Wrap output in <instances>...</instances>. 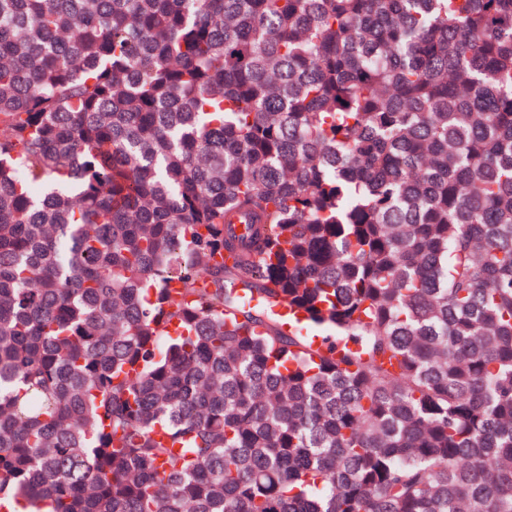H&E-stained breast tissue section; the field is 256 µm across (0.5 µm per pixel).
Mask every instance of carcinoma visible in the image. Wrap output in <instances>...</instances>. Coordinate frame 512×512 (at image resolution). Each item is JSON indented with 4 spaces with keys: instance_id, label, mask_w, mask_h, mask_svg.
<instances>
[{
    "instance_id": "cac0c4a2",
    "label": "carcinoma",
    "mask_w": 512,
    "mask_h": 512,
    "mask_svg": "<svg viewBox=\"0 0 512 512\" xmlns=\"http://www.w3.org/2000/svg\"><path fill=\"white\" fill-rule=\"evenodd\" d=\"M2 505L512 512V0H0Z\"/></svg>"
}]
</instances>
